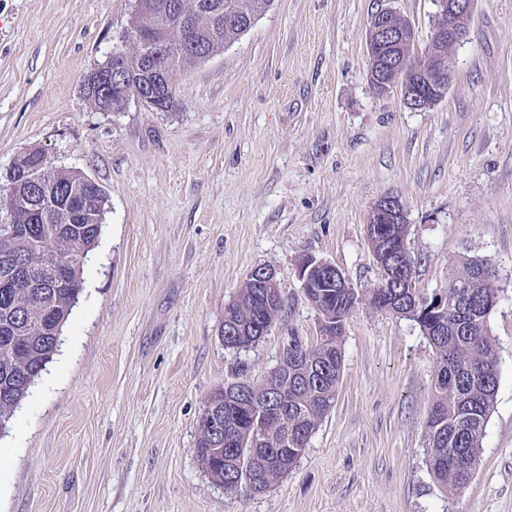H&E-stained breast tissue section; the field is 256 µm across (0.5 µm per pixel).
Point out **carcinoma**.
I'll return each instance as SVG.
<instances>
[{
    "mask_svg": "<svg viewBox=\"0 0 512 512\" xmlns=\"http://www.w3.org/2000/svg\"><path fill=\"white\" fill-rule=\"evenodd\" d=\"M159 0H145L138 14L141 43L131 51L109 56L112 66L126 75V85L112 92V108L121 109L134 96L149 74L148 54L157 42L166 44L156 59L164 76L171 107H176L172 82L174 71L203 60L197 47L216 53L224 44L247 31L265 11L271 0H179L191 23V35H185L179 15L156 7ZM40 186L26 182L5 203L10 236H0V428L7 427L16 408L27 396L35 380L46 369L59 347L54 335L64 324L82 292L80 263L82 254L97 244L100 233L101 201L88 189L92 217L68 218L59 205L33 209L27 196L41 202L62 198L78 186L71 170L43 167ZM371 240L377 251H398L406 241L407 225L376 224ZM64 252L72 257V269L53 284L42 278L40 269L54 255ZM486 259H467L459 275L448 288L431 297L408 288H375L371 304L379 309L392 308L400 316L415 321L436 350L437 368L432 403L425 425L428 468L434 482L446 492L464 487L470 480L481 455L482 438L489 421L498 385L497 356L490 333L489 316L499 299V288L482 287L469 280ZM321 305L328 326L321 329L314 346L303 351L301 361L288 376L266 391L275 410H256L240 406L215 391L210 399L224 406V447L211 448L200 439L198 457L214 481L224 490L247 486L237 481L229 467L232 449H241L244 432L261 424L271 432L272 442L259 446L260 457L279 465L284 460L294 468L308 446L318 421L329 412L338 395L342 378V342L344 325L361 301L358 291L322 283ZM280 310L265 309L259 288H242L237 297L224 306V327L229 335L224 344L245 349L261 340L253 335Z\"/></svg>",
    "mask_w": 512,
    "mask_h": 512,
    "instance_id": "carcinoma-1",
    "label": "carcinoma"
}]
</instances>
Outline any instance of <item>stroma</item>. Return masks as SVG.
Listing matches in <instances>:
<instances>
[{
    "instance_id": "35a3bbf8",
    "label": "stroma",
    "mask_w": 512,
    "mask_h": 512,
    "mask_svg": "<svg viewBox=\"0 0 512 512\" xmlns=\"http://www.w3.org/2000/svg\"><path fill=\"white\" fill-rule=\"evenodd\" d=\"M137 7L0 0V198L28 149L106 193L61 344L0 436V512H512V0H476L449 90L426 110L372 88L367 31L390 9L425 45L435 0H275L175 72L172 111H98L82 82ZM387 194L407 211L421 294L468 257L498 275V390L476 470L450 495L426 465L435 350L368 299L380 274L366 225ZM305 255L362 297L338 396L287 475L228 492L197 457L199 418L224 385L262 383L290 338L315 344ZM258 267L285 309L254 346L227 347L224 306Z\"/></svg>"
}]
</instances>
